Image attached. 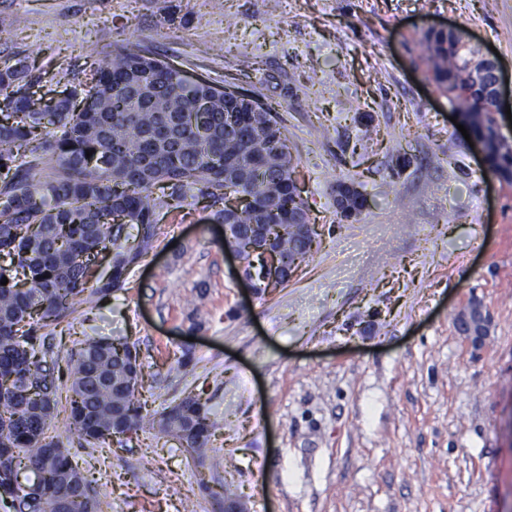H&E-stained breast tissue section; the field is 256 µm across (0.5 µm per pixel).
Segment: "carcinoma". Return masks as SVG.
Returning <instances> with one entry per match:
<instances>
[{
    "instance_id": "cac0c4a2",
    "label": "carcinoma",
    "mask_w": 512,
    "mask_h": 512,
    "mask_svg": "<svg viewBox=\"0 0 512 512\" xmlns=\"http://www.w3.org/2000/svg\"><path fill=\"white\" fill-rule=\"evenodd\" d=\"M425 49L437 82L452 97L472 92L465 112L475 136L491 129V109L474 88V58L459 32H428ZM27 65L0 63V503L38 491L35 512H103L69 449L47 435L58 414L55 368L40 358L36 333L70 318L86 290L122 288L131 266L152 248L158 214L187 198H217L258 290L264 259L250 251L257 231L281 257L304 262L301 225L308 207L296 163L271 112L250 115L232 91L190 82L133 41L118 46L91 81L55 99L18 84ZM187 115L163 146L146 134ZM92 152L86 156V152ZM198 194H193V191ZM112 251L108 278L93 261ZM69 427L86 443L142 428L143 366L120 339L88 340L70 357ZM198 461L207 458L212 413L187 396L153 420Z\"/></svg>"
}]
</instances>
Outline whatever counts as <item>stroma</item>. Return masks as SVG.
I'll use <instances>...</instances> for the list:
<instances>
[{
	"label": "stroma",
	"mask_w": 512,
	"mask_h": 512,
	"mask_svg": "<svg viewBox=\"0 0 512 512\" xmlns=\"http://www.w3.org/2000/svg\"><path fill=\"white\" fill-rule=\"evenodd\" d=\"M9 13L23 21L0 60L26 59L41 92L134 39L272 107L318 227L288 283L254 293L211 209L161 210L125 287L42 330L62 366L88 340L128 338L148 412L193 395L219 421L202 464L148 425L87 444L61 376L48 434L104 512H220L211 488L248 512H512V180L455 126L421 47L464 32L511 103L512 0H0ZM340 179L368 199L345 221ZM474 299L489 317L477 345L454 325Z\"/></svg>",
	"instance_id": "1"
}]
</instances>
